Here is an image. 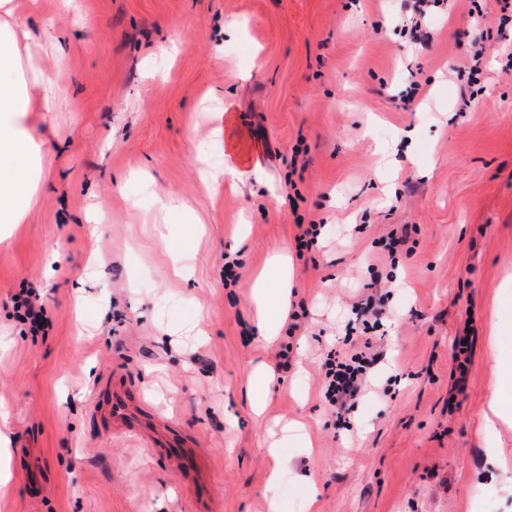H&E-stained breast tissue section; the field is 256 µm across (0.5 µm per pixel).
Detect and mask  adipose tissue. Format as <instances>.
<instances>
[{
  "label": "adipose tissue",
  "instance_id": "ef3b65f1",
  "mask_svg": "<svg viewBox=\"0 0 512 512\" xmlns=\"http://www.w3.org/2000/svg\"><path fill=\"white\" fill-rule=\"evenodd\" d=\"M33 0H0V224L24 223L47 170L49 148L40 127L68 109L66 86L51 62L63 58L67 37H37L28 23ZM292 267L270 256L254 286L261 336L278 334Z\"/></svg>",
  "mask_w": 512,
  "mask_h": 512
}]
</instances>
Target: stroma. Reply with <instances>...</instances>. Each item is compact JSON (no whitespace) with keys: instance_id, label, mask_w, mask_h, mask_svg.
<instances>
[{"instance_id":"stroma-1","label":"stroma","mask_w":512,"mask_h":512,"mask_svg":"<svg viewBox=\"0 0 512 512\" xmlns=\"http://www.w3.org/2000/svg\"><path fill=\"white\" fill-rule=\"evenodd\" d=\"M37 0L35 33L63 30L75 109L52 113L51 163L25 223L0 243V409L11 483L0 512H512V428L486 423L488 388L512 378L489 332L512 337V33L497 0L429 14L412 41L401 0ZM480 53L483 89L455 67ZM418 93H411V83ZM474 97L461 110L462 98ZM224 113L213 140L210 112ZM413 131L411 147L397 134ZM244 172L239 192L206 163ZM184 203L159 213L156 195ZM329 225L301 248L307 224ZM407 229L396 259L390 234ZM288 251L294 280L277 343L253 322L255 273ZM239 264L224 282V260ZM378 275L384 359L346 412L324 402L318 365L344 342L351 307ZM39 289L52 327L34 336L13 298ZM476 340L449 407L452 344ZM279 373L261 415L254 363ZM126 377L158 415L197 436L204 483L110 435L93 413ZM288 440L276 483L273 433ZM314 487H307L303 475Z\"/></svg>"}]
</instances>
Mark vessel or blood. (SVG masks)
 <instances>
[{"label":"vessel or blood","mask_w":512,"mask_h":512,"mask_svg":"<svg viewBox=\"0 0 512 512\" xmlns=\"http://www.w3.org/2000/svg\"><path fill=\"white\" fill-rule=\"evenodd\" d=\"M143 407L134 385L126 379L107 380L96 395L97 410L103 414L108 428L116 432L145 435L140 415ZM146 437L148 447L165 457L176 459L183 470H193L195 451L190 446L189 438L178 429H171L162 436Z\"/></svg>","instance_id":"vessel-or-blood-1"}]
</instances>
